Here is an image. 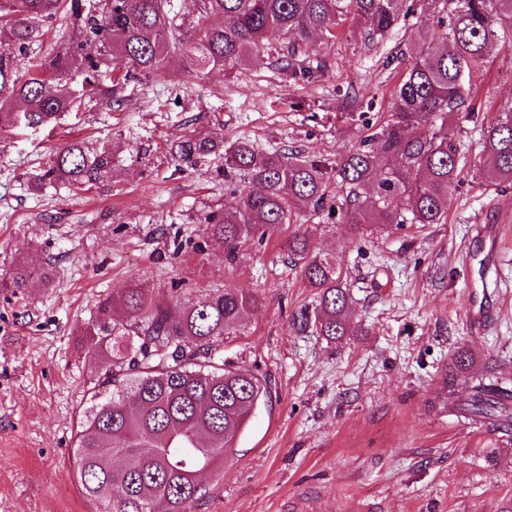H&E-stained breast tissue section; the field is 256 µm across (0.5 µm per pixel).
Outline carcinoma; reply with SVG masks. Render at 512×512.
I'll return each mask as SVG.
<instances>
[{
  "label": "carcinoma",
  "instance_id": "1",
  "mask_svg": "<svg viewBox=\"0 0 512 512\" xmlns=\"http://www.w3.org/2000/svg\"><path fill=\"white\" fill-rule=\"evenodd\" d=\"M202 17L219 25L190 30L169 0H0V135L51 124L73 110L74 74L84 75L90 98L112 101L113 88L137 75L164 73L169 59L187 54L200 69L233 70L256 53L283 63L292 82L316 71L304 65L312 38L332 39L348 16L371 36L402 18L439 13L452 3L448 28L433 32L439 47H420L400 72L387 124L336 162L345 190L346 223L355 235L372 226L444 224L448 188L464 171L447 118L475 111L469 85L497 42L512 38V0H192ZM65 12L80 23L81 42L32 65L28 78L15 70V50L38 37L43 25ZM110 84H97L113 61ZM19 98L25 108H12ZM430 124L422 134L414 128ZM207 137L177 144L179 159L193 164L214 151ZM487 185L512 182V113L493 122L483 143ZM112 155L82 142L65 144L41 178L77 186L105 176ZM244 176L254 189L205 217L204 234L224 243V262L238 259L242 240L259 235L284 241L290 263L315 291L314 326L339 342L358 332L353 298L336 257L315 249L313 228L295 224L302 207L335 212L327 201V167L303 156L261 152L246 139L224 151V178ZM262 305L258 294L216 288L197 301L155 297L125 288L98 302L88 323L89 354L103 377L84 408L75 441L77 477L97 512H190L208 487L205 473L224 467L255 412L272 402L270 382L248 369L224 368V338ZM121 307L125 318L112 309ZM472 358L460 351L448 371V387L467 377ZM473 421L493 419L512 431V390L471 379L461 404Z\"/></svg>",
  "mask_w": 512,
  "mask_h": 512
}]
</instances>
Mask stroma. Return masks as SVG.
I'll use <instances>...</instances> for the list:
<instances>
[{
    "label": "stroma",
    "instance_id": "35a3bbf8",
    "mask_svg": "<svg viewBox=\"0 0 512 512\" xmlns=\"http://www.w3.org/2000/svg\"><path fill=\"white\" fill-rule=\"evenodd\" d=\"M429 23L418 15L385 37L343 23L315 40L311 82L288 81L260 55L200 70L184 55L112 100L83 101L51 126L0 139V512H96L74 475L76 425L100 376L84 329L97 302L137 284L156 297L249 289L262 306L224 341V361L268 377L272 403L252 417L224 472L192 512H512V434L448 409V365L461 350L474 375L512 380V185L486 186L490 123L512 112V41L474 77V112L450 117L467 171L448 190L444 224H402L352 236L341 213L307 209L320 252L341 262L364 327L342 343L318 336L316 298L280 241L251 238L237 264L204 240V219L231 189L224 155L179 161L178 141L245 136L263 152L334 164L383 123L391 92ZM80 32L57 20L18 73ZM79 140L112 153V171L78 188L36 182L54 151ZM500 227L495 260L462 253L476 225ZM49 281L7 287L16 267ZM497 285L489 325L471 327L468 298Z\"/></svg>",
    "mask_w": 512,
    "mask_h": 512
}]
</instances>
